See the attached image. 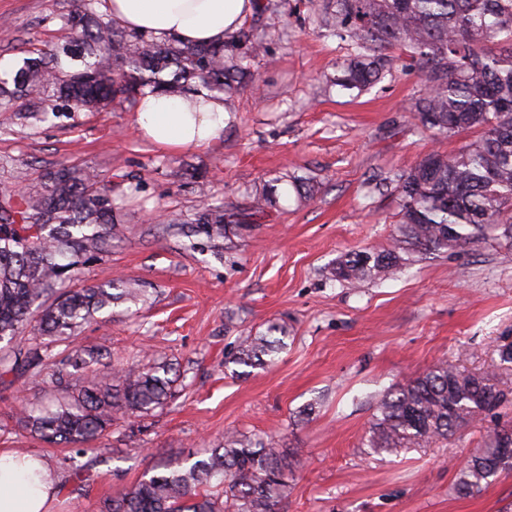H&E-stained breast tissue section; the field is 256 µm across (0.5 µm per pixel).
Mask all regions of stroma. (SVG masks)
<instances>
[{"mask_svg":"<svg viewBox=\"0 0 512 512\" xmlns=\"http://www.w3.org/2000/svg\"><path fill=\"white\" fill-rule=\"evenodd\" d=\"M259 0L247 18L276 41L243 60L255 84L226 101L232 122L219 140L195 149H159L137 135L134 106L77 112L35 125L15 100L0 112V189L26 170L31 183L60 165L91 168L112 180L118 233L80 284L137 279L145 307H113L107 321L85 324L79 343L105 349L113 366L171 363L176 396L146 428L122 420L86 470L72 474L68 449L34 439L12 413L46 397L43 382H0V451L46 460L59 480L52 512H105L109 499L154 465L203 457L230 433L274 437L292 464L291 490L278 512H512V476L480 493L458 495L456 470L483 446L486 423L432 443L379 453L364 443L371 397L445 360L494 375L512 389V249L492 243L412 262L395 276L354 287L331 281L342 254L387 246L399 201L379 179L438 149L452 154L461 134L437 139L417 119L423 88L409 57L387 49L390 72L358 92L334 86L346 41L321 32L326 0ZM73 0H0V61L63 44ZM287 175L313 187L302 203L280 187L276 205L224 242L222 256L198 238L162 232L155 211L190 215L206 187L238 212ZM140 190L126 195L128 182ZM286 329L277 363L247 376L224 362L239 337Z\"/></svg>","mask_w":512,"mask_h":512,"instance_id":"1","label":"stroma"}]
</instances>
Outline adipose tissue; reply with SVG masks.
Listing matches in <instances>:
<instances>
[{
    "mask_svg": "<svg viewBox=\"0 0 512 512\" xmlns=\"http://www.w3.org/2000/svg\"><path fill=\"white\" fill-rule=\"evenodd\" d=\"M114 22L190 44L223 41L256 7L254 0H107ZM230 114L221 98L200 92L185 100L148 94L134 115L139 136L163 149L207 146L224 132ZM58 491L54 473L43 459L0 452V512H50Z\"/></svg>",
    "mask_w": 512,
    "mask_h": 512,
    "instance_id": "adipose-tissue-1",
    "label": "adipose tissue"
}]
</instances>
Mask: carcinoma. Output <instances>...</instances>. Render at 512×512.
<instances>
[{
    "mask_svg": "<svg viewBox=\"0 0 512 512\" xmlns=\"http://www.w3.org/2000/svg\"><path fill=\"white\" fill-rule=\"evenodd\" d=\"M100 0H76L80 24L61 45L36 51L0 74V112L23 99L28 117H58L52 103L94 112L110 103L135 102L148 89L187 97L204 87L232 96L255 81L237 56L261 46L253 29L233 32L219 45L198 46L115 27L100 17ZM322 23L347 40L352 54L336 64L332 83L363 91L381 80L399 48L418 64L424 88L415 102L423 128L437 136L475 132L455 154L433 151L414 167L384 178L399 199L392 244L354 250L332 268L337 282L384 276L427 255L492 241L512 247V0H336ZM276 192L254 196L249 213L229 214L203 203L182 221L212 247L232 225L266 212ZM112 181L76 167L45 174L37 187L0 191V379L28 373L56 394L46 404L21 405L18 421L36 439L83 454L120 419L141 421L174 396L163 362L115 367L107 379L88 376L72 389L68 368L98 360L77 346L83 326L121 301L143 302L138 283L117 278L73 288L81 270L112 241ZM63 347L55 359L51 345ZM286 347L270 334L244 337L230 363L248 369L275 363ZM512 408L490 375L437 363L397 384L375 402L366 437L375 449L420 445ZM512 424L495 425L482 450L456 473L462 495L478 493L512 473L501 441ZM290 464L270 437L231 435L204 458L174 459L118 494L106 512H277L288 496Z\"/></svg>",
    "mask_w": 512,
    "mask_h": 512,
    "instance_id": "carcinoma-1",
    "label": "carcinoma"
}]
</instances>
